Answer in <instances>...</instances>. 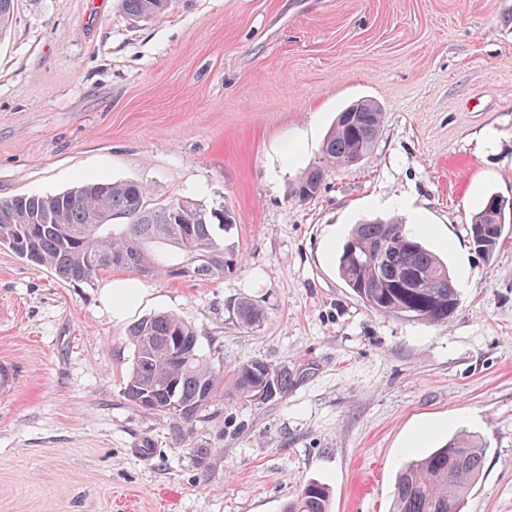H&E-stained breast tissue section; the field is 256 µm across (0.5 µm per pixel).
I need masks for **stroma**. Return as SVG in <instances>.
Segmentation results:
<instances>
[{"mask_svg":"<svg viewBox=\"0 0 512 512\" xmlns=\"http://www.w3.org/2000/svg\"><path fill=\"white\" fill-rule=\"evenodd\" d=\"M362 98L384 113L371 157L290 199ZM99 178L233 210L236 266L140 276V314L190 323L217 367L261 359L293 383L225 397L175 444L124 397L131 323L99 301L112 273L78 286L0 247V356L25 370L0 404V512H282L311 481L330 512H392L405 465L462 433L488 447L465 512H512V238L486 259L468 229L486 196L512 201V0H173L139 23L121 0H16L0 199ZM408 208L458 289L448 323L375 313L338 275L354 225ZM244 297L259 329L235 316ZM236 316L239 323L249 329L260 327L265 320L263 309L248 298H242L237 303Z\"/></svg>","mask_w":512,"mask_h":512,"instance_id":"stroma-1","label":"stroma"}]
</instances>
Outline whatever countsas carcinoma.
<instances>
[{"label": "carcinoma", "mask_w": 512, "mask_h": 512, "mask_svg": "<svg viewBox=\"0 0 512 512\" xmlns=\"http://www.w3.org/2000/svg\"><path fill=\"white\" fill-rule=\"evenodd\" d=\"M169 2L123 0V8L134 22L150 21L165 15ZM14 8L15 0H0V35L11 25ZM382 123V108L374 100L340 112L323 142V164L293 184L290 198L315 197L328 168H350L367 159ZM147 196V187L137 181L95 180L59 193L1 199L0 246L74 284L121 269L171 277L177 265L190 268L195 279L214 280L235 266L233 249L217 235L234 224L224 206L208 209L179 198L151 207ZM116 218L125 223H112ZM507 224L512 210L497 195L485 197L469 227L473 249L492 257ZM206 249L222 261H198ZM337 268L345 286L376 313L446 323L460 304L447 264L394 218L357 225L342 245ZM236 316L249 329L265 320L263 309L248 298L237 303ZM128 336L134 355L124 396L167 416L175 443L186 442L211 406L224 400V370L201 352L195 329L174 315L144 317ZM230 380V394L245 401L282 398L291 385L288 368L263 360L235 367ZM487 451L481 439L466 435L411 460L395 486L393 512H463L482 477ZM329 498L326 486L310 481L284 512H329Z\"/></svg>", "instance_id": "carcinoma-1"}]
</instances>
